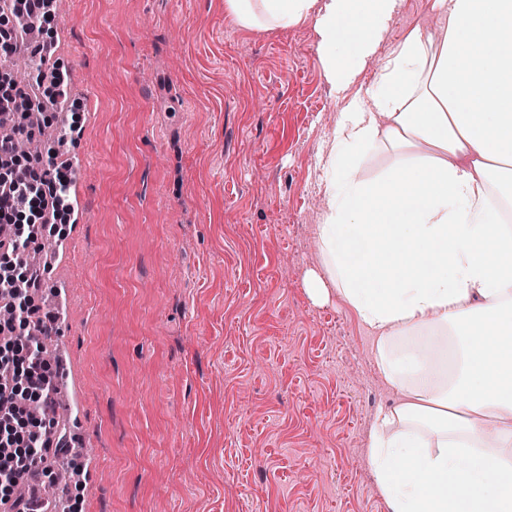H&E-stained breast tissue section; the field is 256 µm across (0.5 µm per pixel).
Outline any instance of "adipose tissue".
Returning <instances> with one entry per match:
<instances>
[{
    "mask_svg": "<svg viewBox=\"0 0 512 512\" xmlns=\"http://www.w3.org/2000/svg\"><path fill=\"white\" fill-rule=\"evenodd\" d=\"M401 0H224L248 30L313 20L353 85ZM329 140L324 274L401 403L368 457L390 512H512V0H433ZM371 108H364L363 99ZM386 154L376 175L370 153Z\"/></svg>",
    "mask_w": 512,
    "mask_h": 512,
    "instance_id": "adipose-tissue-1",
    "label": "adipose tissue"
}]
</instances>
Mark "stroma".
Returning <instances> with one entry per match:
<instances>
[{
  "label": "stroma",
  "mask_w": 512,
  "mask_h": 512,
  "mask_svg": "<svg viewBox=\"0 0 512 512\" xmlns=\"http://www.w3.org/2000/svg\"><path fill=\"white\" fill-rule=\"evenodd\" d=\"M433 0H402L358 86L313 21L247 30L224 0H57L48 68L81 129L59 146L77 223L35 302L68 372L74 512H390L368 458L388 387L322 274L310 201L359 86ZM294 261L282 273L285 258Z\"/></svg>",
  "instance_id": "1"
}]
</instances>
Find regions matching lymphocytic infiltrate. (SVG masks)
<instances>
[{
  "label": "lymphocytic infiltrate",
  "mask_w": 512,
  "mask_h": 512,
  "mask_svg": "<svg viewBox=\"0 0 512 512\" xmlns=\"http://www.w3.org/2000/svg\"><path fill=\"white\" fill-rule=\"evenodd\" d=\"M25 12L27 23L12 35L0 38V71L11 72L20 56L45 60V45L33 42L31 29L44 28L53 16L48 0H9L8 15ZM55 151H47L38 168L24 172L0 185V265H15L23 250L35 240L27 226H47L64 220L72 224L77 214L70 207L72 176L56 162ZM7 298L13 310L10 319L0 320V369L10 375L0 383V404L18 412L20 399L36 406L51 407L55 373L49 368L42 338L55 328L56 318L38 316L33 295L41 286L35 272L8 280ZM64 437L50 419L43 418L19 427L0 423V512H35L34 496L22 494L21 485L44 474L52 457L64 451Z\"/></svg>",
  "instance_id": "obj_1"
}]
</instances>
